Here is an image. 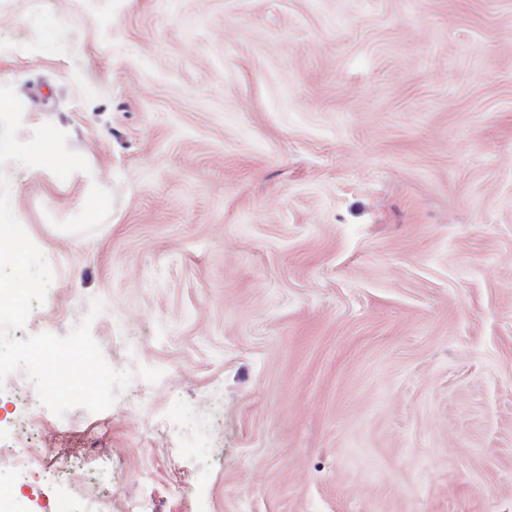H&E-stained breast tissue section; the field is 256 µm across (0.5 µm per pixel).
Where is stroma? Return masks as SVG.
Returning a JSON list of instances; mask_svg holds the SVG:
<instances>
[{
  "mask_svg": "<svg viewBox=\"0 0 512 512\" xmlns=\"http://www.w3.org/2000/svg\"><path fill=\"white\" fill-rule=\"evenodd\" d=\"M3 40L53 272L13 336L97 297L163 372L60 417L6 378L0 453L52 479L0 465L13 512H512V0H0Z\"/></svg>",
  "mask_w": 512,
  "mask_h": 512,
  "instance_id": "1",
  "label": "stroma"
}]
</instances>
